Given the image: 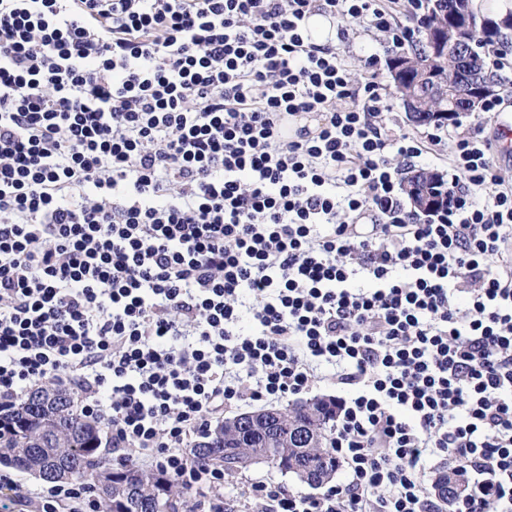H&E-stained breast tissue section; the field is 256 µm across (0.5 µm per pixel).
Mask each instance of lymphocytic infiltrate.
Wrapping results in <instances>:
<instances>
[{"mask_svg":"<svg viewBox=\"0 0 512 512\" xmlns=\"http://www.w3.org/2000/svg\"><path fill=\"white\" fill-rule=\"evenodd\" d=\"M390 2L0 0L6 400L74 391L116 463L175 477L196 512H440L438 457L464 479L453 512H512V185L481 128L434 131L448 202L406 210L389 158L422 142L303 36L320 12L337 43L357 25L404 48ZM324 366L343 482L260 481L243 504L191 462L211 413L308 393ZM25 498L97 512L81 484Z\"/></svg>","mask_w":512,"mask_h":512,"instance_id":"lymphocytic-infiltrate-1","label":"lymphocytic infiltrate"}]
</instances>
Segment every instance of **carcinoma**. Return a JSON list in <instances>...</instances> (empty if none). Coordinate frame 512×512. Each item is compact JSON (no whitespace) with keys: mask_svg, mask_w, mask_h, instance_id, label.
I'll list each match as a JSON object with an SVG mask.
<instances>
[{"mask_svg":"<svg viewBox=\"0 0 512 512\" xmlns=\"http://www.w3.org/2000/svg\"><path fill=\"white\" fill-rule=\"evenodd\" d=\"M454 4L474 14L493 17V30L474 28L468 34L481 59L482 49L494 42L501 31L512 29V11L495 17L492 11L475 7L474 0H431L425 28L447 27L448 10ZM410 59L415 65L412 75L429 68L448 83H456V60L433 55L427 43L414 50ZM314 405L322 411L318 418L321 443L317 447L306 449L313 419L299 414L294 448L287 456L279 454V434L260 427L231 436L224 423L219 422L204 434L203 441L195 444L199 451L191 452L190 459L226 471L266 463L286 474L299 466L297 477L302 482L310 487L320 485L322 477L334 478L339 468L332 445L336 406L330 399H317ZM101 434L98 423L78 411L71 393L41 387L30 391L17 404L0 407V464L22 472H46L50 474L46 478L48 483L87 485L95 493L98 512H111L114 505L122 512H155L157 495L164 487L176 503L186 495V490L173 478L144 472L133 462L120 467L113 465L110 453L101 448ZM437 489L442 499H456L463 489L458 472L441 474Z\"/></svg>","mask_w":512,"mask_h":512,"instance_id":"1","label":"carcinoma"}]
</instances>
